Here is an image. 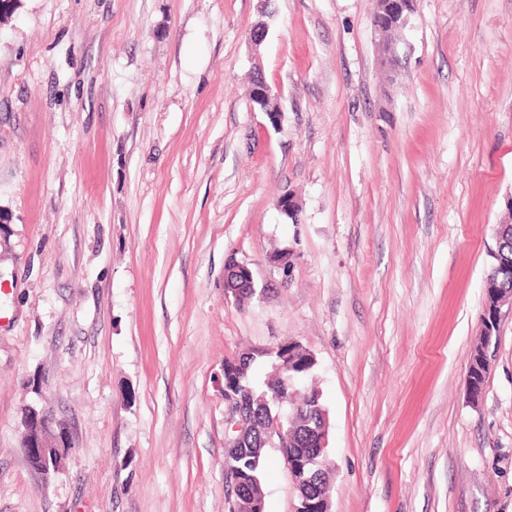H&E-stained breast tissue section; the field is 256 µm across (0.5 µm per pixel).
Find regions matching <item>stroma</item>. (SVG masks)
I'll return each instance as SVG.
<instances>
[{"label":"stroma","instance_id":"obj_1","mask_svg":"<svg viewBox=\"0 0 512 512\" xmlns=\"http://www.w3.org/2000/svg\"><path fill=\"white\" fill-rule=\"evenodd\" d=\"M374 8L0 17V512H227L224 361L288 342L317 360L331 512H512V309L467 390L512 224V0H415L393 74ZM257 68L281 128L250 99ZM231 255L259 291L243 305ZM29 406L69 434L47 476L21 448ZM262 487L293 512L277 451ZM253 293H256V287L252 270L246 263L229 256L224 268L225 297L232 296L236 302L244 303Z\"/></svg>","mask_w":512,"mask_h":512}]
</instances>
